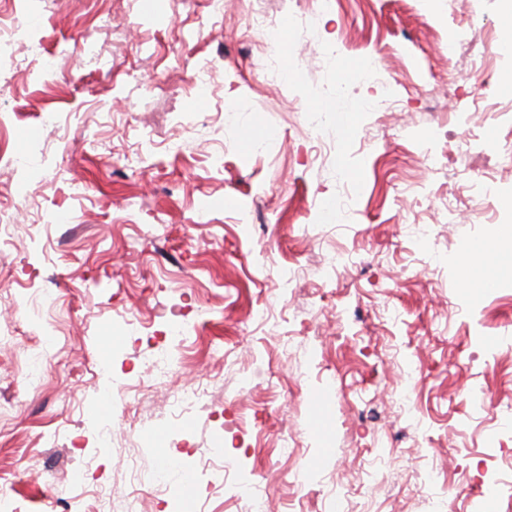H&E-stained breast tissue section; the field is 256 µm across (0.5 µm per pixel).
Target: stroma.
I'll return each instance as SVG.
<instances>
[{"label": "stroma", "instance_id": "obj_1", "mask_svg": "<svg viewBox=\"0 0 512 512\" xmlns=\"http://www.w3.org/2000/svg\"><path fill=\"white\" fill-rule=\"evenodd\" d=\"M502 0H18L50 67L0 59V492L174 512H512ZM485 43L483 82L462 42ZM308 58L265 79L262 58ZM368 61L394 79L371 81ZM211 65L208 92L194 68ZM335 108L320 141L303 121ZM439 156L426 161L424 149ZM55 219L40 225L44 213ZM430 230L420 239L413 226ZM41 385L24 346L45 337ZM167 358L166 375L149 370ZM205 389L174 404L176 392ZM109 422L111 446L80 428ZM497 240L496 233H493L482 242L467 244L463 247L458 257V263L462 270L464 288H482L485 285L488 275L479 268L477 258L478 256H490Z\"/></svg>", "mask_w": 512, "mask_h": 512}]
</instances>
